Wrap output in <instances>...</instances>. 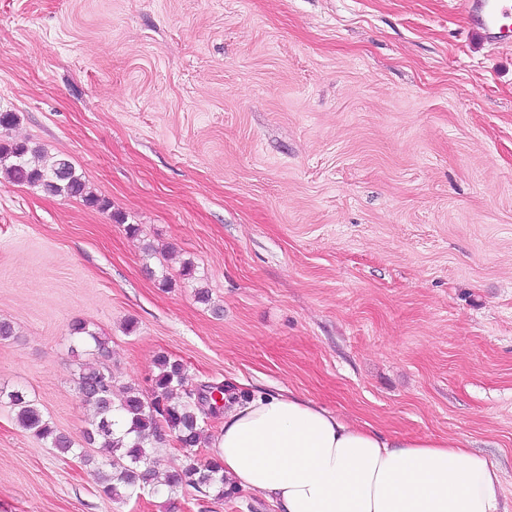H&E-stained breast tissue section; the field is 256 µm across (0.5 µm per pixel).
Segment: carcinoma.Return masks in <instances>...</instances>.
Here are the masks:
<instances>
[{"instance_id":"carcinoma-1","label":"carcinoma","mask_w":512,"mask_h":512,"mask_svg":"<svg viewBox=\"0 0 512 512\" xmlns=\"http://www.w3.org/2000/svg\"><path fill=\"white\" fill-rule=\"evenodd\" d=\"M0 165L5 166L17 184L38 185L49 194H63L88 205L104 206L102 200L87 190L86 183L66 157L56 156L47 161L27 142L16 141L0 144ZM71 335L82 343H94L99 351L104 350L102 339L83 321L71 324ZM156 367L158 372L151 379L152 393L148 400L135 387L126 388L121 398H115L112 377L102 365L83 366L77 374L80 392L98 388L87 399L90 418L83 439L87 445L105 451L104 465L109 471L98 473L100 492L114 500L139 497L145 489L154 491L160 486L172 493L189 486L205 496L212 492L219 498L231 494L224 489V468L216 457L203 465L191 456L182 469L158 480L148 446L166 441L168 432L183 448L199 447L207 414L192 397V389L185 385L181 361L160 355ZM1 403L15 412L17 422L34 437L64 456L74 452L73 439L58 431L23 391L6 394L0 391Z\"/></svg>"}]
</instances>
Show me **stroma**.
<instances>
[{
    "mask_svg": "<svg viewBox=\"0 0 512 512\" xmlns=\"http://www.w3.org/2000/svg\"><path fill=\"white\" fill-rule=\"evenodd\" d=\"M0 112L104 202L0 170L1 388L78 442L80 366L147 396L165 354L192 387L459 437L512 501V41L449 0H0ZM86 456L0 407V512H279L113 501Z\"/></svg>",
    "mask_w": 512,
    "mask_h": 512,
    "instance_id": "1",
    "label": "stroma"
}]
</instances>
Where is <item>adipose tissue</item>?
Wrapping results in <instances>:
<instances>
[{
	"instance_id": "obj_1",
	"label": "adipose tissue",
	"mask_w": 512,
	"mask_h": 512,
	"mask_svg": "<svg viewBox=\"0 0 512 512\" xmlns=\"http://www.w3.org/2000/svg\"><path fill=\"white\" fill-rule=\"evenodd\" d=\"M224 479L281 512H512L501 470L454 437L389 436L292 391L224 399Z\"/></svg>"
}]
</instances>
